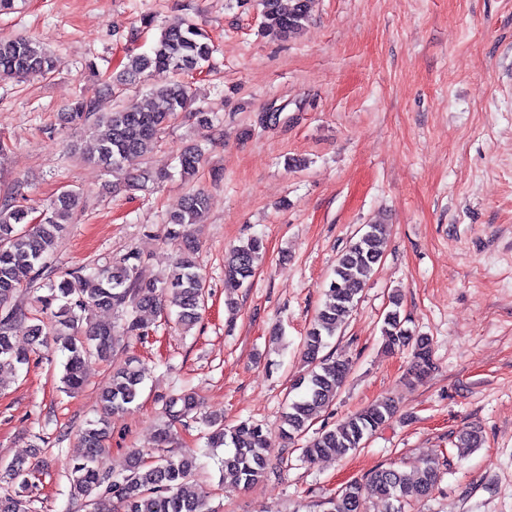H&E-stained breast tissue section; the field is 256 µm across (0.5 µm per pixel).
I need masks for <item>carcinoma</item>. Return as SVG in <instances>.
Here are the masks:
<instances>
[{
    "label": "carcinoma",
    "mask_w": 512,
    "mask_h": 512,
    "mask_svg": "<svg viewBox=\"0 0 512 512\" xmlns=\"http://www.w3.org/2000/svg\"><path fill=\"white\" fill-rule=\"evenodd\" d=\"M313 0H293L292 8H281L280 0H260L262 29L274 39L286 40L297 34L310 16ZM216 51L211 37L195 24L186 22L163 29L150 52H129L124 71L133 78L147 70H165L176 76L188 75L202 68ZM53 68L49 53L26 37L0 39V78L48 75ZM111 84L102 85L92 95H82L67 112L73 125L108 127V134L95 139L89 160L109 172L122 164L150 152L160 135L192 101L191 87L180 80L152 90V103L141 108L123 103L113 111H98L103 95H112ZM184 179L196 176L202 165L197 147L186 149L179 160ZM80 194L65 190L41 211L39 222H32L33 209L23 204L0 207V373L14 371L28 362L30 353L16 345L11 336L13 325L31 322V335L42 336L52 329L56 348L65 355L60 378L62 391L71 394L85 384L84 365L95 356L107 360L127 336H139L145 328L140 312L160 310L166 306L176 310L177 322L184 328L196 324L204 303L203 278L195 261L196 243L190 239L188 227L199 223L207 208L202 190L188 194L182 209L169 215L165 224L168 237H182L185 248L175 262V270L164 281H144L139 275L140 255L129 251L112 266H79L61 279L53 278L52 260L57 241L72 223ZM386 238L381 226L368 225L339 254L332 279L325 292L314 324L301 342V358L308 369L291 385L298 395L288 402L282 415L281 430L290 440L305 434L322 409L336 399L337 391L347 379L351 363L331 353H324L328 340L336 335L342 322L356 306L374 266L383 258ZM263 242L251 237L234 246L225 262L224 276L235 286L250 282L261 258ZM48 290L35 304L27 307L13 302L24 288L36 285ZM391 308L385 313L382 334L386 349L411 350V374L417 378L433 369L432 348L428 338L413 336L404 327L399 307L401 297L390 296ZM120 311L123 322L117 326L91 321L95 309ZM144 376L130 359L112 368L100 388V401L106 413L122 412L139 400ZM394 401L378 400L331 429H323L302 449V458L314 461L329 455L344 456L365 445L366 441L394 415ZM197 410L194 397L183 391L172 396L165 405L169 424L159 429L156 443L163 446L172 436L170 424ZM209 448L228 446L224 456V472L245 487L257 484L266 474V448L263 428L259 424L241 422L228 429L221 420L207 421ZM83 454L69 468L70 497L92 507V512H206L202 492L195 482L198 464L195 458L159 455L147 460L138 450L130 451L125 473L115 476L101 471L98 457L105 451L109 423L97 419L78 431ZM483 435L471 428L459 436V447L479 448ZM441 478L440 463L425 460L412 471L386 467L361 479L348 482L329 501L326 512H359L364 493L369 492L387 505V512H405V506L421 503L430 497ZM0 481L13 486V491L0 496V512H28V469L21 461L0 467Z\"/></svg>",
    "instance_id": "cac0c4a2"
}]
</instances>
